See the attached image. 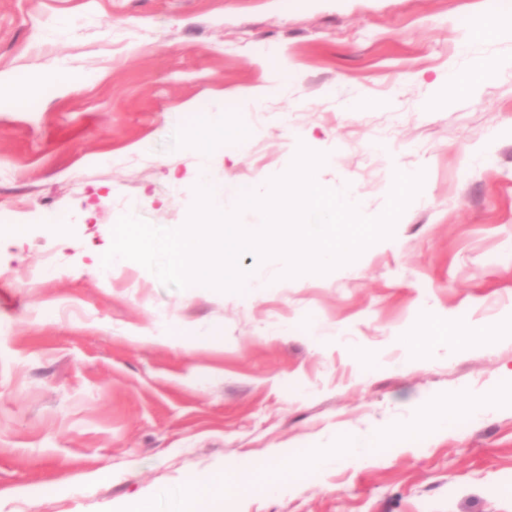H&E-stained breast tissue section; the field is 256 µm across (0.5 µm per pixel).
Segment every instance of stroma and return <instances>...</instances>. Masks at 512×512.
Listing matches in <instances>:
<instances>
[{"label":"stroma","mask_w":512,"mask_h":512,"mask_svg":"<svg viewBox=\"0 0 512 512\" xmlns=\"http://www.w3.org/2000/svg\"><path fill=\"white\" fill-rule=\"evenodd\" d=\"M509 15L512 0H0V75L35 80L0 110V512H123L224 460L327 447L511 381V344L398 342L427 312L511 330L512 28L474 35ZM273 51L295 75L282 92ZM489 61L446 95L449 74ZM62 66L77 85H39ZM176 118L223 145L185 149ZM302 145L367 217L395 172L425 174L350 269L285 278L247 255L256 294L174 289L138 264L97 274L122 215L185 223L198 165L258 192ZM168 323L211 336L137 340ZM403 445L254 493L248 512H512V410ZM98 470L110 480L84 483ZM494 63L483 65L480 69L472 71L458 79L448 78V91H466L471 89L474 83L483 81L495 69Z\"/></svg>","instance_id":"obj_1"}]
</instances>
